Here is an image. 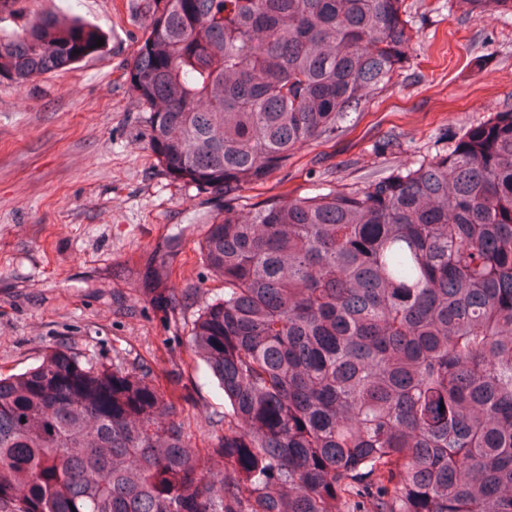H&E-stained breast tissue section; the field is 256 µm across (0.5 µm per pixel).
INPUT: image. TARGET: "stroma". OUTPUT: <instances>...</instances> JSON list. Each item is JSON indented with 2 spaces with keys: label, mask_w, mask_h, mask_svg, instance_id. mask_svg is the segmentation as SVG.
I'll list each match as a JSON object with an SVG mask.
<instances>
[{
  "label": "stroma",
  "mask_w": 512,
  "mask_h": 512,
  "mask_svg": "<svg viewBox=\"0 0 512 512\" xmlns=\"http://www.w3.org/2000/svg\"><path fill=\"white\" fill-rule=\"evenodd\" d=\"M413 40L353 131L299 150L239 201L303 197L447 151L512 109V17L478 20L457 0H407ZM23 19L71 10L105 46L17 87L0 83V373L66 347L145 365L173 399L200 461L224 431V400L186 348L221 285L200 244L223 197L172 180L147 147L130 82L146 0H24Z\"/></svg>",
  "instance_id": "stroma-1"
}]
</instances>
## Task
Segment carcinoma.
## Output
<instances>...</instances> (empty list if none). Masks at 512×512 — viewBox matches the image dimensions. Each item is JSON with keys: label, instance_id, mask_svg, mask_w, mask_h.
Instances as JSON below:
<instances>
[{"label": "carcinoma", "instance_id": "1", "mask_svg": "<svg viewBox=\"0 0 512 512\" xmlns=\"http://www.w3.org/2000/svg\"><path fill=\"white\" fill-rule=\"evenodd\" d=\"M152 4L131 72L148 148L224 196L200 246L224 291L188 337L224 433L202 468L149 369L53 349L0 376V512H512V110L414 166L243 213L390 84L405 0ZM99 37L57 15L0 34V82Z\"/></svg>", "mask_w": 512, "mask_h": 512}]
</instances>
